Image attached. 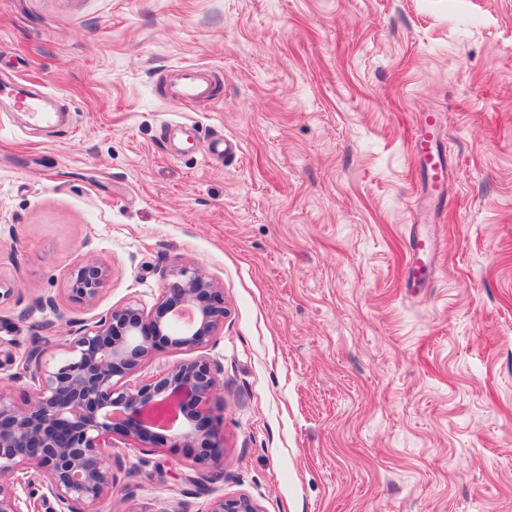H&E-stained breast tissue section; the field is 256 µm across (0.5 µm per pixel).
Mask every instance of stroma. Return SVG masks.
I'll use <instances>...</instances> for the list:
<instances>
[{
	"label": "stroma",
	"mask_w": 512,
	"mask_h": 512,
	"mask_svg": "<svg viewBox=\"0 0 512 512\" xmlns=\"http://www.w3.org/2000/svg\"><path fill=\"white\" fill-rule=\"evenodd\" d=\"M187 65L215 82L191 108ZM427 113L443 207L411 156ZM89 255L112 269L92 308L68 296ZM177 262L224 290L196 351L224 463L113 438L99 512H512V0H0V286L57 304L0 302V337L57 356ZM433 244L425 236L414 234L409 238L408 253L414 282H418L430 269ZM208 512H262L257 503L245 495L215 499Z\"/></svg>",
	"instance_id": "obj_1"
}]
</instances>
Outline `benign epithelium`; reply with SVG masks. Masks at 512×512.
I'll use <instances>...</instances> for the list:
<instances>
[{
    "instance_id": "7a95c632",
    "label": "benign epithelium",
    "mask_w": 512,
    "mask_h": 512,
    "mask_svg": "<svg viewBox=\"0 0 512 512\" xmlns=\"http://www.w3.org/2000/svg\"><path fill=\"white\" fill-rule=\"evenodd\" d=\"M162 275L165 285L150 311L111 308L70 331L53 360L39 340L18 356L13 343L0 338V367L19 365L18 372L0 377V512H98L114 484L108 448L115 435L152 448L168 433L194 465L224 464L223 430L206 411L218 391L219 368L186 358L138 388L121 382L161 348H201L224 326V289L202 269L176 264ZM111 276L108 266L85 259L70 297L94 305ZM26 377L34 388L18 406L4 383ZM31 471L46 479L49 495H20L18 488L31 484ZM208 512L262 510L240 495L214 500Z\"/></svg>"
}]
</instances>
